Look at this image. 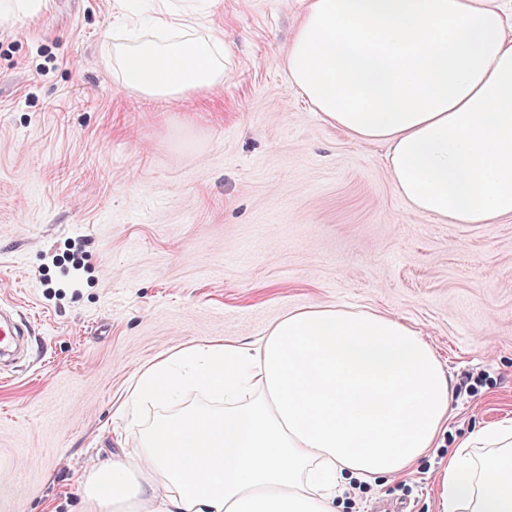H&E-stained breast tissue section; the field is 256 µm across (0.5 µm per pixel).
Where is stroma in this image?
I'll return each mask as SVG.
<instances>
[{
  "label": "stroma",
  "instance_id": "obj_1",
  "mask_svg": "<svg viewBox=\"0 0 512 512\" xmlns=\"http://www.w3.org/2000/svg\"><path fill=\"white\" fill-rule=\"evenodd\" d=\"M222 89L172 102L102 64L129 0L0 9V301L28 327L0 363V512H82L135 438L117 408L182 345L254 340L344 304L433 345L457 399L437 448L343 512H439L456 440L512 419V218L443 224L396 194L380 145L326 123L284 59L306 0H193Z\"/></svg>",
  "mask_w": 512,
  "mask_h": 512
}]
</instances>
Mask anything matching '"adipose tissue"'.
<instances>
[{"label":"adipose tissue","mask_w":512,"mask_h":512,"mask_svg":"<svg viewBox=\"0 0 512 512\" xmlns=\"http://www.w3.org/2000/svg\"><path fill=\"white\" fill-rule=\"evenodd\" d=\"M154 38L103 63L147 98L224 85V41L160 0ZM291 83L353 140L384 145L397 195L449 224L512 217V12L501 0H308ZM221 405L168 413L181 392ZM455 387L402 320L299 308L257 341L191 343L134 380L155 405L127 458L94 469L84 512H338L345 480L410 474L438 447ZM440 512H512V420L473 428L439 481Z\"/></svg>","instance_id":"adipose-tissue-1"}]
</instances>
